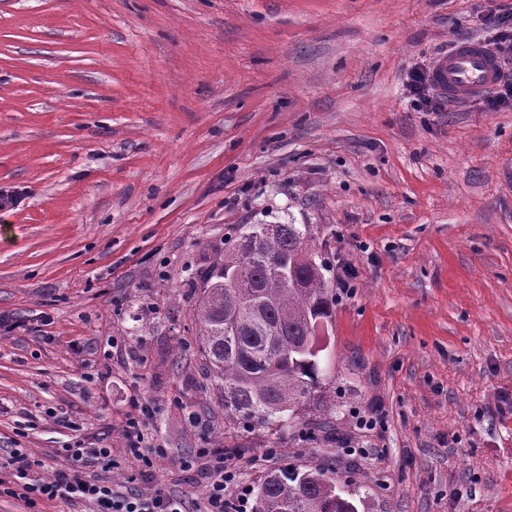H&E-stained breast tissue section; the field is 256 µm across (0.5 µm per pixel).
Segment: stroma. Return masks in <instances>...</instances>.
Masks as SVG:
<instances>
[{"instance_id": "1", "label": "stroma", "mask_w": 512, "mask_h": 512, "mask_svg": "<svg viewBox=\"0 0 512 512\" xmlns=\"http://www.w3.org/2000/svg\"><path fill=\"white\" fill-rule=\"evenodd\" d=\"M489 13L512 0H0V189L23 195L0 211V448L49 477L111 449L120 491L190 512L200 448L251 491L323 468L359 512H512V104L408 89L496 38ZM288 222L349 286L336 406L302 414L310 441L228 435L198 286L239 225ZM141 401L150 470L125 451ZM428 79L427 77L419 72V71H415L412 73L411 77H410V83H409V87H410V92H411V95L413 97V104L420 109H424V108H430V109H434L435 106L433 105V107L430 106L431 104V99L428 95H426L425 92H427V85H428Z\"/></svg>"}]
</instances>
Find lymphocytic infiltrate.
Returning a JSON list of instances; mask_svg holds the SVG:
<instances>
[{"label":"lymphocytic infiltrate","instance_id":"f902f5d3","mask_svg":"<svg viewBox=\"0 0 512 512\" xmlns=\"http://www.w3.org/2000/svg\"><path fill=\"white\" fill-rule=\"evenodd\" d=\"M73 468L48 478L36 473L35 463L20 449L0 456V471L9 470V479L0 478V496L22 500L29 512H42L44 503L59 501L69 506H89L90 512H187L184 498L163 487L145 494H129L113 487L105 477L112 467V451L78 443L68 448ZM197 456L206 469L208 485L201 512H228L231 498L240 487L239 462L235 456L211 448H201Z\"/></svg>","mask_w":512,"mask_h":512}]
</instances>
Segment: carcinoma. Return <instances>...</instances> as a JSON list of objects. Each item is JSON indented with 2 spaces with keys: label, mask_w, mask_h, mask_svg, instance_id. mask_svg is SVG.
<instances>
[{
  "label": "carcinoma",
  "mask_w": 512,
  "mask_h": 512,
  "mask_svg": "<svg viewBox=\"0 0 512 512\" xmlns=\"http://www.w3.org/2000/svg\"><path fill=\"white\" fill-rule=\"evenodd\" d=\"M310 224H242L194 311L202 356L224 394V431H280L306 405L328 402L319 325L336 297ZM254 512H358L323 469L269 475Z\"/></svg>",
  "instance_id": "cac0c4a2"
}]
</instances>
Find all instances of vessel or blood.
I'll return each mask as SVG.
<instances>
[{"instance_id": "obj_1", "label": "vessel or blood", "mask_w": 512, "mask_h": 512, "mask_svg": "<svg viewBox=\"0 0 512 512\" xmlns=\"http://www.w3.org/2000/svg\"><path fill=\"white\" fill-rule=\"evenodd\" d=\"M499 73V63L484 43L462 40L439 58L431 79L448 97L469 100L493 88Z\"/></svg>"}]
</instances>
